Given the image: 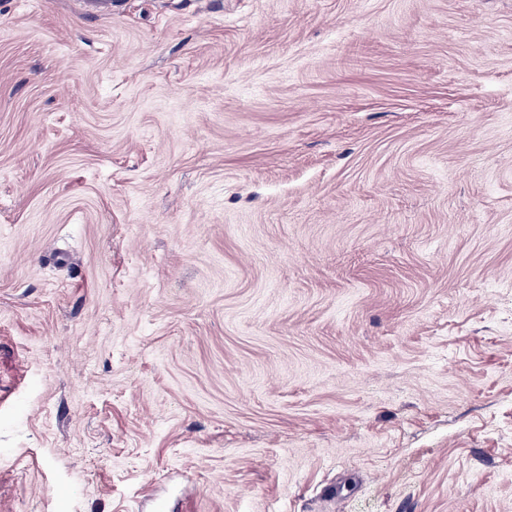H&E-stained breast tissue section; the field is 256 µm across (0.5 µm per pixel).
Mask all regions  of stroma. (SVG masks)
<instances>
[{
  "instance_id": "1",
  "label": "stroma",
  "mask_w": 512,
  "mask_h": 512,
  "mask_svg": "<svg viewBox=\"0 0 512 512\" xmlns=\"http://www.w3.org/2000/svg\"><path fill=\"white\" fill-rule=\"evenodd\" d=\"M512 512V0H0V512Z\"/></svg>"
}]
</instances>
